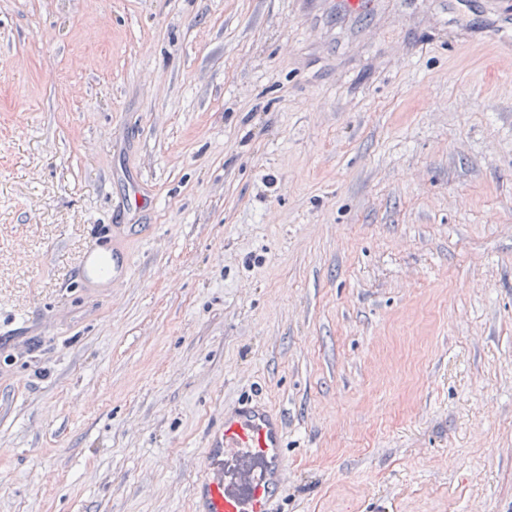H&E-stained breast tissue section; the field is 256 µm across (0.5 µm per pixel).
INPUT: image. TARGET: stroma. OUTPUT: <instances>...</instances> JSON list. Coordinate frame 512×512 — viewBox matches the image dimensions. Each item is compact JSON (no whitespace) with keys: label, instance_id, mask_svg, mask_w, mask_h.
<instances>
[{"label":"stroma","instance_id":"stroma-1","mask_svg":"<svg viewBox=\"0 0 512 512\" xmlns=\"http://www.w3.org/2000/svg\"><path fill=\"white\" fill-rule=\"evenodd\" d=\"M509 10L0 0V512H195L246 399L276 512H512Z\"/></svg>","mask_w":512,"mask_h":512}]
</instances>
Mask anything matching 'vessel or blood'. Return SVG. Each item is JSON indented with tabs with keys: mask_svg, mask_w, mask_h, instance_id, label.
<instances>
[{
	"mask_svg": "<svg viewBox=\"0 0 512 512\" xmlns=\"http://www.w3.org/2000/svg\"><path fill=\"white\" fill-rule=\"evenodd\" d=\"M284 435L266 405L225 414L196 486L197 512H273L288 476Z\"/></svg>",
	"mask_w": 512,
	"mask_h": 512,
	"instance_id": "vessel-or-blood-1",
	"label": "vessel or blood"
}]
</instances>
